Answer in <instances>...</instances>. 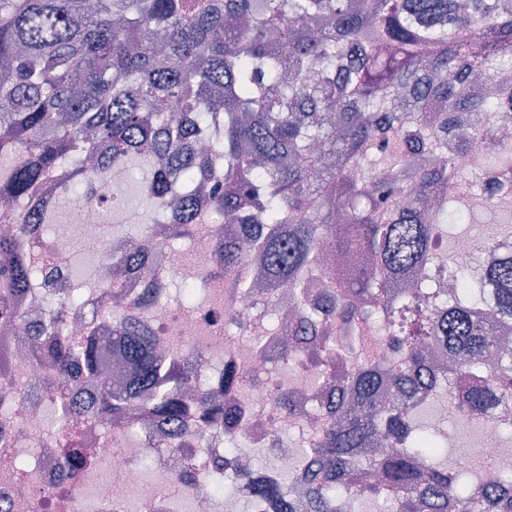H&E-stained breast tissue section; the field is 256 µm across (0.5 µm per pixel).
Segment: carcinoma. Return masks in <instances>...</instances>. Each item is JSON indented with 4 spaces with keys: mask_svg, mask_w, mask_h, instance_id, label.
<instances>
[{
    "mask_svg": "<svg viewBox=\"0 0 512 512\" xmlns=\"http://www.w3.org/2000/svg\"><path fill=\"white\" fill-rule=\"evenodd\" d=\"M512 110V0H0V197L23 202L0 211V319L13 298L50 280L29 253V238L54 223L38 190L71 168L64 193L87 191L96 163L149 165L143 190L156 205L127 259L144 265L159 247L150 234L164 207L180 215L176 239L192 236L200 202L236 237L217 243L229 271L251 255L272 285L288 282L298 309L280 367L317 364L308 387L327 391L335 416L298 449V466L249 486L254 504H277L305 480L288 512H350L374 499L379 512H477L493 502L512 512V484L486 483L482 468L448 472L447 443L414 423L431 397L455 395L471 421L492 399L512 405V352L494 330L512 321V244L477 242L493 259L481 276L435 264L449 224H473L471 197L492 178L491 208L512 223V140L500 126ZM218 123L214 142L195 147L199 125ZM485 146L481 172L462 181L456 156ZM432 157L429 166L417 152ZM207 173V189L190 190ZM416 288L374 309L393 280ZM81 295H51L44 336L57 369L75 358L100 375L86 405H57V429L90 416L105 425L144 392L163 428L190 405L206 428L235 424V450L247 442L241 418L204 390L183 393L189 376L157 390L158 336L143 320L104 316L110 336L91 327L84 346L69 341ZM377 335L381 357L365 337ZM112 343L129 367L121 393L101 374ZM350 371L336 377V367ZM293 388L276 380L271 402L290 409ZM394 451L363 456L374 437Z\"/></svg>",
    "mask_w": 512,
    "mask_h": 512,
    "instance_id": "1",
    "label": "carcinoma"
}]
</instances>
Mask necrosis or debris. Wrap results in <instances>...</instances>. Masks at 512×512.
I'll use <instances>...</instances> for the list:
<instances>
[{
    "label": "necrosis or debris",
    "instance_id": "1",
    "mask_svg": "<svg viewBox=\"0 0 512 512\" xmlns=\"http://www.w3.org/2000/svg\"><path fill=\"white\" fill-rule=\"evenodd\" d=\"M128 175L126 167L116 165L107 177L94 179L91 196L71 198L67 221L54 225L51 237L35 238L32 251L68 271L75 228L86 224L92 211L115 205ZM234 232L230 224L196 225L193 247L158 249L143 272L122 265L130 240L104 232L108 257L97 260L94 271L108 285L87 289L69 338L73 345H84L88 323L101 314H136L166 343L161 360L168 379L183 372L187 345L200 346L206 358L201 384L210 390L222 387L225 367H234L246 386L236 390L231 406L245 415L251 446L273 449L279 468L288 470L295 465L296 446L281 445L276 436L294 425L310 426L309 412L319 406L320 395L299 387L292 396L290 414L273 412L265 373L282 354L283 335L267 331L259 320L253 330L262 335V347L225 336V322L260 304L270 288L264 268H245L243 277L255 284L249 291L240 288L239 276L217 268L215 244ZM179 277L208 280L215 293L212 302L191 311L170 303L140 307L146 290L164 295L169 283ZM45 296L40 286L20 294L14 303L16 320L0 321V512H80L81 491L97 483L102 490L93 512H128L134 502L142 512H176L180 496L193 503V512H243L244 490L215 491L219 468L236 461L229 440L221 432L201 436L200 418L194 413L183 419L171 440L161 436L153 415L141 403L129 408L126 429L82 419L73 432L80 447L90 450L91 461L80 472H67V439L51 431L48 408L50 397L66 398L67 378L52 365L49 343L30 330L42 317L37 306ZM172 442L178 455L165 452ZM22 457L29 461L23 468L18 465Z\"/></svg>",
    "mask_w": 512,
    "mask_h": 512
}]
</instances>
